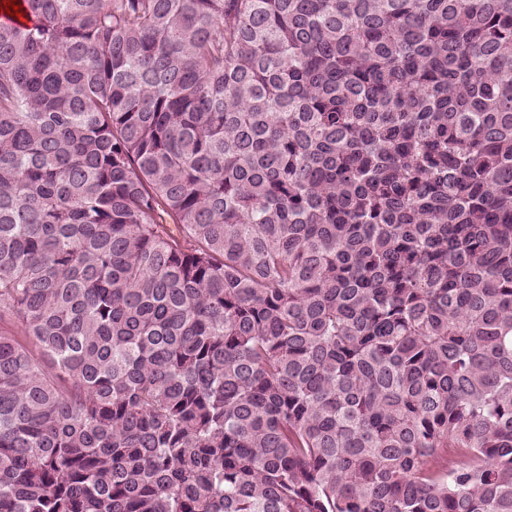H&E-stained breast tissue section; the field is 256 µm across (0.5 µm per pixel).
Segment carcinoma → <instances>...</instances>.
Segmentation results:
<instances>
[{
    "label": "carcinoma",
    "mask_w": 512,
    "mask_h": 512,
    "mask_svg": "<svg viewBox=\"0 0 512 512\" xmlns=\"http://www.w3.org/2000/svg\"><path fill=\"white\" fill-rule=\"evenodd\" d=\"M0 20V512H512V0Z\"/></svg>",
    "instance_id": "cac0c4a2"
}]
</instances>
